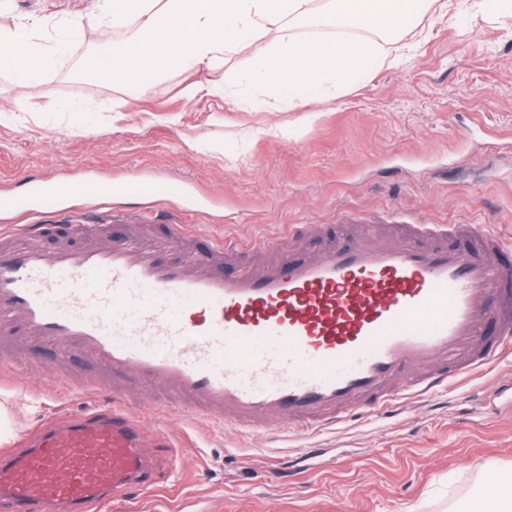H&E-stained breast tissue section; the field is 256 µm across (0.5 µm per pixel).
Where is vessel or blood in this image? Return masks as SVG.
I'll return each instance as SVG.
<instances>
[{"instance_id": "1", "label": "vessel or blood", "mask_w": 512, "mask_h": 512, "mask_svg": "<svg viewBox=\"0 0 512 512\" xmlns=\"http://www.w3.org/2000/svg\"><path fill=\"white\" fill-rule=\"evenodd\" d=\"M113 193L186 199L183 181L129 180ZM71 188L44 181L0 197V374L37 351L74 387L147 382L153 406L273 435L335 427L433 394L512 352V261L485 224H391L370 243L290 224L211 238L142 214L48 222ZM320 237L317 249L306 239ZM191 354H181L187 340ZM115 402L0 448V512H101L158 485L164 462Z\"/></svg>"}]
</instances>
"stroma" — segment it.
Listing matches in <instances>:
<instances>
[{"label":"stroma","instance_id":"stroma-1","mask_svg":"<svg viewBox=\"0 0 512 512\" xmlns=\"http://www.w3.org/2000/svg\"><path fill=\"white\" fill-rule=\"evenodd\" d=\"M95 0H11L0 28L42 24L37 42L65 51L23 96L0 69V193L89 176L184 180L205 200L186 216L200 232L242 240L279 234L286 224H339L349 211L391 222L488 224L512 247V16L478 9L425 14L413 55L394 63L400 43L370 37L382 62L361 83L322 101L288 104L254 76L252 55L193 73L172 70L145 93L84 79L94 48L123 39L91 25ZM225 84L224 95L211 88ZM81 100L85 113L69 111ZM148 432L178 445L171 486L143 495L137 512H455L480 503L489 480L512 479V356L432 400L369 413L312 435L282 430L278 441L146 405ZM19 447L56 416L96 405L95 396L50 372L0 380ZM319 448L290 480L279 474L299 449Z\"/></svg>","mask_w":512,"mask_h":512}]
</instances>
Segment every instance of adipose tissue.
Instances as JSON below:
<instances>
[{
  "instance_id": "obj_1",
  "label": "adipose tissue",
  "mask_w": 512,
  "mask_h": 512,
  "mask_svg": "<svg viewBox=\"0 0 512 512\" xmlns=\"http://www.w3.org/2000/svg\"><path fill=\"white\" fill-rule=\"evenodd\" d=\"M441 0H98L92 21L124 32L113 48L89 61L113 82L148 89L166 72L210 68L229 54H258L265 82L292 101H311L327 86L349 84L378 60L372 44L356 38L304 41L297 31L326 18L350 28L414 31L423 12ZM56 61L32 43L27 28L0 30V69L35 92Z\"/></svg>"
}]
</instances>
